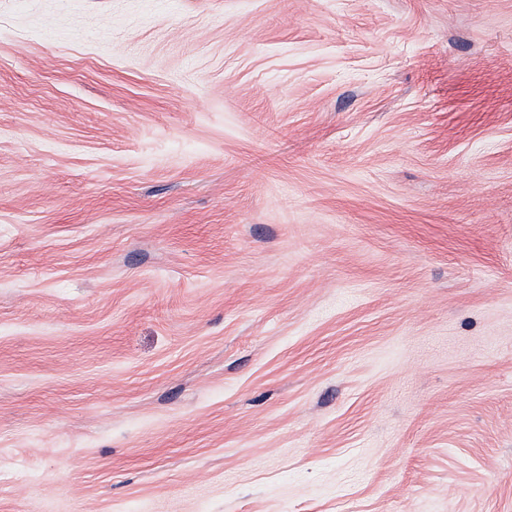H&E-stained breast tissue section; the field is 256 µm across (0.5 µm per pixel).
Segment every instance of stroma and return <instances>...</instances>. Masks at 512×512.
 <instances>
[{
  "label": "stroma",
  "mask_w": 512,
  "mask_h": 512,
  "mask_svg": "<svg viewBox=\"0 0 512 512\" xmlns=\"http://www.w3.org/2000/svg\"><path fill=\"white\" fill-rule=\"evenodd\" d=\"M0 512H512V0H0Z\"/></svg>",
  "instance_id": "1"
}]
</instances>
